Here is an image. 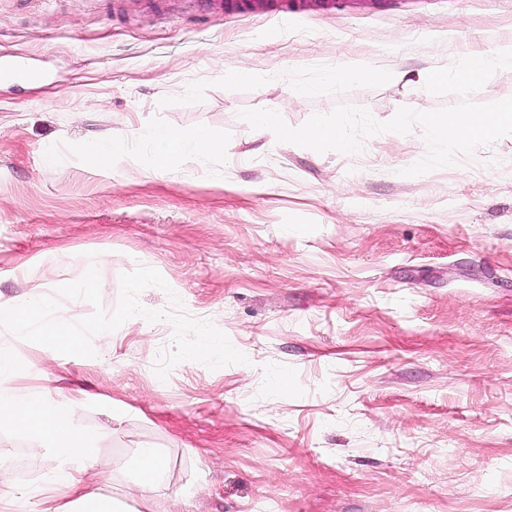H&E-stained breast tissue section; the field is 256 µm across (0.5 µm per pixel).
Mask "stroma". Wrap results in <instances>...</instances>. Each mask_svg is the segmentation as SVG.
Wrapping results in <instances>:
<instances>
[{
	"instance_id": "1",
	"label": "stroma",
	"mask_w": 512,
	"mask_h": 512,
	"mask_svg": "<svg viewBox=\"0 0 512 512\" xmlns=\"http://www.w3.org/2000/svg\"><path fill=\"white\" fill-rule=\"evenodd\" d=\"M0 0V55L34 67L0 82V304L55 295L90 265L113 311L144 264L187 315L247 355L153 371L169 322L135 318L64 356L0 330L11 385L79 392L87 476L122 495L141 448L162 482L130 512H512V136L420 176L421 128L357 154L276 142L240 118L294 127L336 105L379 121L457 103L405 88L402 69L512 44V0H334L283 14L199 0ZM280 27L279 40L266 33ZM367 64L370 82L328 80ZM251 81L227 80L238 66ZM317 85L300 97L298 88ZM223 138L205 162L152 167L159 128ZM125 131L112 167L81 149ZM55 465L0 421L18 486Z\"/></svg>"
}]
</instances>
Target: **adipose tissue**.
<instances>
[{
  "label": "adipose tissue",
  "instance_id": "ef3b65f1",
  "mask_svg": "<svg viewBox=\"0 0 512 512\" xmlns=\"http://www.w3.org/2000/svg\"><path fill=\"white\" fill-rule=\"evenodd\" d=\"M223 148V140L207 130L164 128L154 141L152 162L154 167L163 168L185 150H193L203 159ZM77 403L74 397L54 398L39 391L21 394L6 386L0 388V418L24 429L36 447L46 449L56 460L37 486L43 494L40 512H115V499L88 489L83 478L92 450L87 437L73 423Z\"/></svg>",
  "mask_w": 512,
  "mask_h": 512
}]
</instances>
